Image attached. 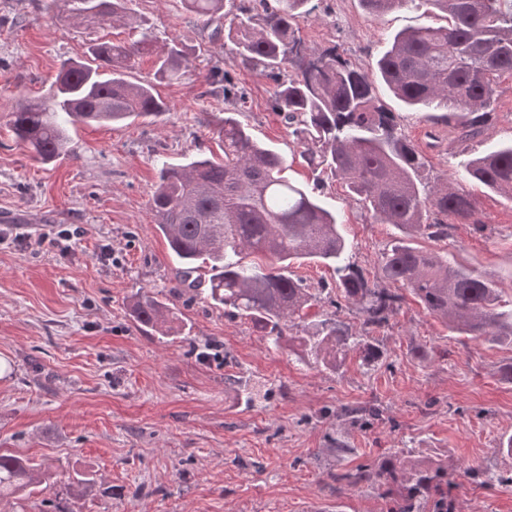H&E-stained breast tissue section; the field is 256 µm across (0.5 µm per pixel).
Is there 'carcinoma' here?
Instances as JSON below:
<instances>
[{
	"label": "carcinoma",
	"mask_w": 512,
	"mask_h": 512,
	"mask_svg": "<svg viewBox=\"0 0 512 512\" xmlns=\"http://www.w3.org/2000/svg\"><path fill=\"white\" fill-rule=\"evenodd\" d=\"M311 0H181L211 36L227 32L228 59L249 65L273 83L272 107L283 113L303 146L302 161L342 180L349 198L371 219L399 231L379 262V281H370L351 261V245L337 210L324 196L288 178L286 158L259 145L238 119L246 94L215 69L208 84L224 91L234 111L212 130L222 144L218 162L200 153L183 165L162 164L151 197L157 229L181 265L182 282L209 269L206 299L224 313L245 319L276 348L286 347L302 363L336 370L351 352L367 366L383 357L373 333L387 326L409 292L431 316L461 336L512 345V300L504 301L496 282L458 264L448 254L412 246L410 238L448 237L455 224H485L476 216L468 182H477L512 201V142L487 147L450 177H430L428 161L402 132L379 97L377 84L427 121L474 139L495 118L499 79L512 75V0H359L371 17L426 2L444 25L401 30L380 50L376 71L362 70L329 47L309 52L296 19L315 7ZM76 17L131 19L132 0H65ZM143 34L132 44L103 42L91 62L61 65L51 91L10 114L18 144L42 163L69 152L70 130L78 124L112 128L127 120L158 117L165 103L150 81L132 82L138 58L154 53L157 72L181 76L188 57L176 43L158 49ZM262 254L276 271L244 262ZM308 259L336 274V296L357 307L362 333L336 318L312 330L299 327L318 294L290 271ZM389 287L381 288L379 283ZM133 318L162 329L169 306L143 292L130 304ZM379 415L373 407L346 409L342 416L364 426ZM52 465L0 454V499L20 495L49 478ZM465 476L481 484L511 483L512 476L469 468ZM336 480L386 487L393 512H453L448 471L408 457L383 468L356 469Z\"/></svg>",
	"instance_id": "carcinoma-1"
}]
</instances>
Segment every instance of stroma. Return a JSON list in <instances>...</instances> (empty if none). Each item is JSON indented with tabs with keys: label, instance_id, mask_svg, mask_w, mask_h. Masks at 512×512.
<instances>
[{
	"label": "stroma",
	"instance_id": "stroma-1",
	"mask_svg": "<svg viewBox=\"0 0 512 512\" xmlns=\"http://www.w3.org/2000/svg\"><path fill=\"white\" fill-rule=\"evenodd\" d=\"M314 2L298 20L306 45L336 48L368 72L384 38L434 22L422 7L374 19L359 0ZM131 7L134 29L71 18L62 2L48 11L44 0H0V215L16 217L0 243V452L53 466L48 487L23 507L41 512L43 499H61L76 475L91 472L97 482L83 512H385L378 490L331 476L407 452L447 466L456 512H512V486L487 490L462 476L468 467L512 470L501 448L512 435V384L500 377L512 347L452 333L409 296L375 332L382 363L368 369L353 354L333 373L298 362L181 285L151 195L161 162L180 165L217 147L210 126L225 104L208 91L209 71L226 67L246 90L242 120L258 141L288 158L301 147L271 107L272 82L225 64L223 39H210L180 0ZM145 30L159 43L180 42L191 61L175 81L156 77L149 57L131 73L153 82L162 116L111 130L78 126L71 153L50 163L16 144L10 112L47 93L64 61L88 60L90 46ZM386 105L436 175L512 140L510 75L500 80L494 123L472 140L394 99ZM291 176L322 181L353 262L376 278L392 226L368 219L341 180L299 164ZM468 190L484 231L457 224L448 238L413 244L494 276L510 297L512 201L478 184ZM62 228L73 233L66 246H29ZM139 291L173 303L174 334L136 324L129 300ZM366 403L383 408L382 421L354 429L336 416ZM338 439L347 454L334 452Z\"/></svg>",
	"mask_w": 512,
	"mask_h": 512
}]
</instances>
